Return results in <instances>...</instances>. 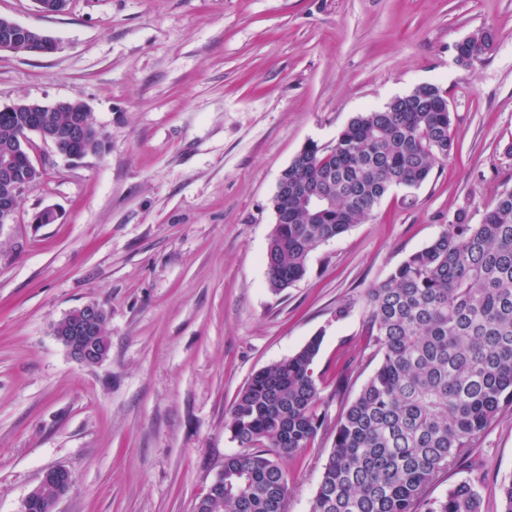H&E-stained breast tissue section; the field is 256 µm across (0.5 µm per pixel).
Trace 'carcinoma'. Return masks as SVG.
Segmentation results:
<instances>
[{
	"instance_id": "obj_1",
	"label": "carcinoma",
	"mask_w": 512,
	"mask_h": 512,
	"mask_svg": "<svg viewBox=\"0 0 512 512\" xmlns=\"http://www.w3.org/2000/svg\"><path fill=\"white\" fill-rule=\"evenodd\" d=\"M68 112H41L50 131ZM28 112L0 113V149L18 140ZM442 90L424 84L383 108L353 117L330 147L312 143L288 165L299 183L329 196L310 218L288 211L275 222L265 263L270 289L304 278L309 254L371 214L390 189L421 186L453 148ZM90 124L62 148L101 151ZM368 358L373 375L331 429L310 512H481L473 482L440 499L427 487L473 447L504 405H512V190L497 195L478 224L458 210L446 229L369 290ZM322 339L257 372L225 413L242 451L224 457V496L197 512H287L279 460L311 447L324 425L314 362Z\"/></svg>"
}]
</instances>
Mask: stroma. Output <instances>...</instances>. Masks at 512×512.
Masks as SVG:
<instances>
[{
	"label": "stroma",
	"instance_id": "1",
	"mask_svg": "<svg viewBox=\"0 0 512 512\" xmlns=\"http://www.w3.org/2000/svg\"><path fill=\"white\" fill-rule=\"evenodd\" d=\"M0 16L58 44L0 51V102L79 100L107 135L103 156L77 162L35 142L42 178L0 224V512H21L54 467L74 480L56 512H193L238 449L224 415L239 391L319 334L317 372L361 364L344 393L324 381L326 428L281 461L288 512H310L328 427L375 370L362 358L369 289L458 209L480 223L512 190V0H69L58 16L0 0ZM484 28L492 49L458 63L455 44ZM422 84L450 103L448 159L273 293L281 171ZM46 208L56 220L34 223ZM89 303L110 338L93 366L53 334ZM511 475L506 406L426 496L471 478L481 512H501Z\"/></svg>",
	"mask_w": 512,
	"mask_h": 512
}]
</instances>
